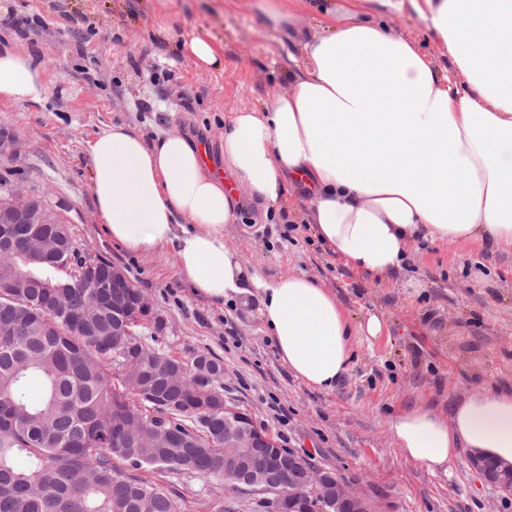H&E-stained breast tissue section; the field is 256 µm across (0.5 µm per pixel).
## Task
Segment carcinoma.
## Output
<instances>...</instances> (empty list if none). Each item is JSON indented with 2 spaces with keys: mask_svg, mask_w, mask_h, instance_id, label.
I'll return each instance as SVG.
<instances>
[{
  "mask_svg": "<svg viewBox=\"0 0 512 512\" xmlns=\"http://www.w3.org/2000/svg\"><path fill=\"white\" fill-rule=\"evenodd\" d=\"M46 246L66 260L76 253L69 225L45 224ZM64 281L45 265L14 253L0 260V512H179L168 480L140 472L197 475L225 483L224 412L189 413L175 405L159 379L144 386L152 360L141 369L115 370L107 349L118 324L112 308L83 303V261ZM79 312L82 328L67 323ZM164 325L130 337L151 349ZM134 408L174 430V448H116L112 419Z\"/></svg>",
  "mask_w": 512,
  "mask_h": 512,
  "instance_id": "obj_1",
  "label": "carcinoma"
}]
</instances>
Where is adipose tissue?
<instances>
[{
    "mask_svg": "<svg viewBox=\"0 0 512 512\" xmlns=\"http://www.w3.org/2000/svg\"><path fill=\"white\" fill-rule=\"evenodd\" d=\"M411 7L454 71L392 33ZM301 60L267 105L231 113L223 172L179 130L124 124L88 144L91 191L112 240L138 254L172 250L196 294L256 304L279 359L329 391L378 317L352 323L321 282L266 280L224 238L244 196L280 214L305 190L314 236L355 270L384 278L421 243L512 247V0H343L303 35ZM48 91L42 65L0 49V99ZM406 460L447 472L461 456L512 463V387L478 389L447 414L416 407L389 420Z\"/></svg>",
    "mask_w": 512,
    "mask_h": 512,
    "instance_id": "adipose-tissue-1",
    "label": "adipose tissue"
}]
</instances>
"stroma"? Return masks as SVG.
<instances>
[{"mask_svg": "<svg viewBox=\"0 0 512 512\" xmlns=\"http://www.w3.org/2000/svg\"><path fill=\"white\" fill-rule=\"evenodd\" d=\"M317 8L292 26L256 0H173L158 28L151 0H0V48L45 67L48 92L36 102L0 101V177L42 197L68 224L76 246L120 267L164 319L163 349L181 359L224 363V401L250 414L283 447L315 454L373 501L376 512H512V500L479 482L468 458L449 475L408 462L387 419L413 407L447 413L481 387L512 385V249L421 246L404 271L383 281L351 268L318 242L292 192L287 223H261L243 205L224 237L265 279L295 272L329 288L353 322L377 316L382 331L357 343L335 388L307 387L280 362L255 306L221 305L196 294L171 251L129 252L112 242L91 192L89 141L126 124L153 135L180 124L222 168L224 118L284 90L300 59L297 31L317 30ZM196 33L224 56L198 68L183 41ZM184 512H252L251 496L215 479L175 478Z\"/></svg>", "mask_w": 512, "mask_h": 512, "instance_id": "35a3bbf8", "label": "stroma"}]
</instances>
